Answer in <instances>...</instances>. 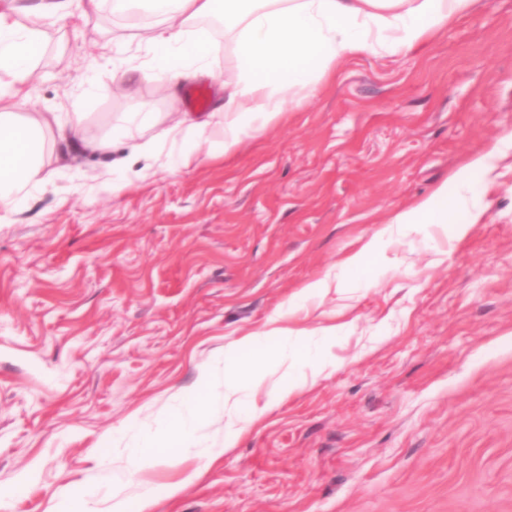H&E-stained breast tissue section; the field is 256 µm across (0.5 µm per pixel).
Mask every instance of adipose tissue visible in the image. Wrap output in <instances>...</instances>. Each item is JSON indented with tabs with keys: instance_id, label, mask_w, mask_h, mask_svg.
<instances>
[{
	"instance_id": "adipose-tissue-1",
	"label": "adipose tissue",
	"mask_w": 512,
	"mask_h": 512,
	"mask_svg": "<svg viewBox=\"0 0 512 512\" xmlns=\"http://www.w3.org/2000/svg\"><path fill=\"white\" fill-rule=\"evenodd\" d=\"M473 0H87L85 14L110 9L123 16L139 13L146 19L147 43L152 56L138 72L146 82L175 89L180 81L211 73L216 50L198 27L207 16L224 18L225 31L234 35L241 78L225 88L223 125L212 117L186 113L180 126L168 130L180 141L183 160H190L200 144L210 153H225L242 136L266 128L297 99L314 96L322 81L336 73L338 63L352 54L399 56L407 54L435 33L467 13ZM70 0H38L29 7L32 26L21 25L14 11L0 10V71L13 82H0V204L15 203L40 184L42 176V127L39 122L18 118L12 110L23 96L21 84L43 50L38 22L62 19L69 14ZM501 144V143H500ZM499 143L465 160L429 197L397 213V224H445L455 238L465 236L468 226L452 221L453 213L467 209L468 189L477 178H489L500 151ZM287 330L273 327L242 341L257 353L275 350L264 372L248 382H226L223 370L208 368L199 384L176 393L166 408L165 427L146 433L130 454L148 466L164 458L183 466V480L169 484L176 493L181 483L202 473L189 460L215 461L217 451L198 435L200 411L209 406L206 391L212 383L224 386V447H234L240 426L264 414L254 401L243 400L246 387L259 386L268 373L289 359ZM118 475L101 469L97 481L81 498L69 491L55 495L52 512H153L156 489L140 483L134 498H121L110 489Z\"/></svg>"
}]
</instances>
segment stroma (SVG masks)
<instances>
[{
  "mask_svg": "<svg viewBox=\"0 0 512 512\" xmlns=\"http://www.w3.org/2000/svg\"><path fill=\"white\" fill-rule=\"evenodd\" d=\"M214 75L174 93L112 80L148 60L146 32L43 21L44 50L15 110L43 120L45 181L0 223V512H48L97 475L98 454L141 481L154 512H512V146L467 235L415 224L355 270L341 260L428 197L466 156L512 132V0H478L402 56L351 55L317 95L223 156L192 157L162 129L240 77L232 38ZM154 156L113 172L128 145L88 153L129 113ZM329 279L321 295L290 302ZM274 326L324 337L322 372L178 494L181 470L129 446L218 354ZM114 436L119 445L99 451Z\"/></svg>",
  "mask_w": 512,
  "mask_h": 512,
  "instance_id": "35a3bbf8",
  "label": "stroma"
}]
</instances>
